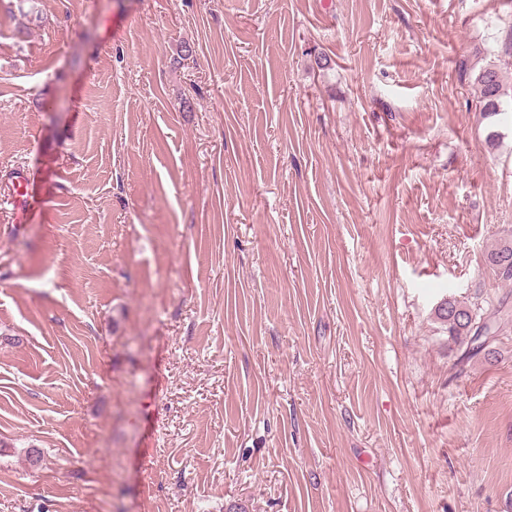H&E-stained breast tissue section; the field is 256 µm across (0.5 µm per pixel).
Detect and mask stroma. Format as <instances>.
I'll return each mask as SVG.
<instances>
[{
    "label": "stroma",
    "instance_id": "35a3bbf8",
    "mask_svg": "<svg viewBox=\"0 0 512 512\" xmlns=\"http://www.w3.org/2000/svg\"><path fill=\"white\" fill-rule=\"evenodd\" d=\"M511 34L0 0V512H512V95L473 85ZM449 295L502 308L464 365ZM477 103L485 117L497 116L503 111L504 97L507 95L501 67L488 64L481 68L474 78ZM488 263L496 277L502 282L512 281V240H505L487 256Z\"/></svg>",
    "mask_w": 512,
    "mask_h": 512
}]
</instances>
